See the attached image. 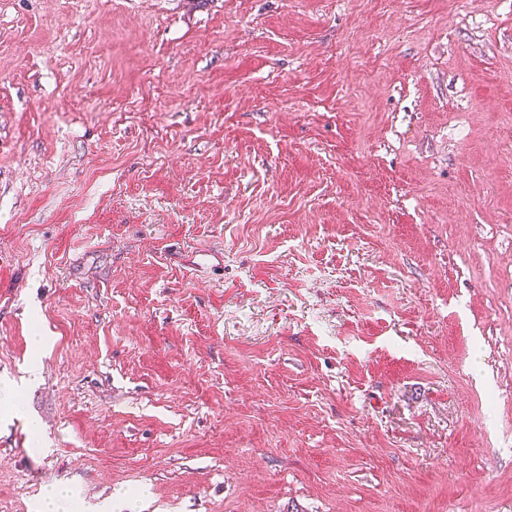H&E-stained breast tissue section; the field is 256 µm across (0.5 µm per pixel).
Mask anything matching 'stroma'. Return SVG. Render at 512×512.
<instances>
[{
	"label": "stroma",
	"instance_id": "35a3bbf8",
	"mask_svg": "<svg viewBox=\"0 0 512 512\" xmlns=\"http://www.w3.org/2000/svg\"><path fill=\"white\" fill-rule=\"evenodd\" d=\"M1 379L0 512H512V0H0ZM71 504L69 491L63 486L55 485L46 490L41 509L44 512H71Z\"/></svg>",
	"mask_w": 512,
	"mask_h": 512
}]
</instances>
